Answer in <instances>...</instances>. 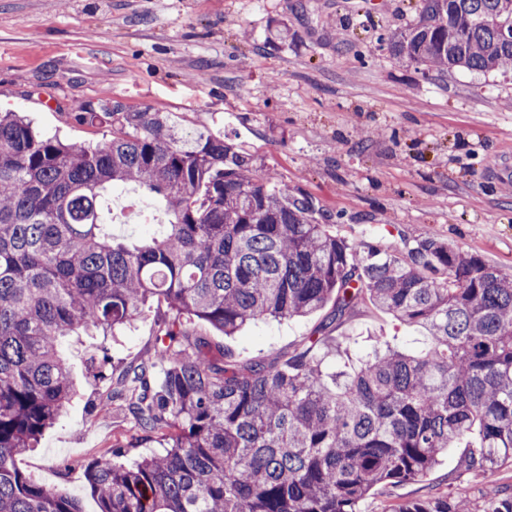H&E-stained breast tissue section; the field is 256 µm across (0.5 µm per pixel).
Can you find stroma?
Listing matches in <instances>:
<instances>
[{
  "label": "stroma",
  "mask_w": 512,
  "mask_h": 512,
  "mask_svg": "<svg viewBox=\"0 0 512 512\" xmlns=\"http://www.w3.org/2000/svg\"><path fill=\"white\" fill-rule=\"evenodd\" d=\"M416 0H0V112H20L43 135L101 142L110 126L80 123L86 103L170 113L185 132L224 135L278 182L314 197L337 235L405 254L434 237L512 270V68L423 74L394 60L380 36L416 18ZM331 308L259 322L228 337L196 325L239 359L298 347L321 326L340 342L419 328L360 307L341 325ZM154 312L112 348L115 371L146 354ZM69 352L79 392L61 421L17 467L80 497L98 512L85 465L128 442L131 423L109 381ZM110 413L100 417L103 401ZM464 446L418 481L377 489L364 512H394L437 493L481 500L512 491V466L496 485L462 473Z\"/></svg>",
  "instance_id": "obj_1"
}]
</instances>
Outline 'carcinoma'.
Here are the masks:
<instances>
[{"instance_id":"carcinoma-1","label":"carcinoma","mask_w":512,"mask_h":512,"mask_svg":"<svg viewBox=\"0 0 512 512\" xmlns=\"http://www.w3.org/2000/svg\"><path fill=\"white\" fill-rule=\"evenodd\" d=\"M390 55L427 73L512 65V0H417ZM93 144L43 136L0 113V512H83L80 498L15 466L65 413L70 337L99 336L86 369L108 376V339L157 311L152 354L122 372L135 448L85 466L100 512H363L378 486L426 476L465 440V470L489 484L512 463V274L428 237L400 257L348 242L313 198L272 181L226 138L182 132L166 112L116 103ZM163 204L161 231L132 244L108 230L112 189ZM362 303L426 333L418 351L375 337L336 351L236 360L191 328L226 336L263 319ZM396 512H512V495H435Z\"/></svg>"}]
</instances>
